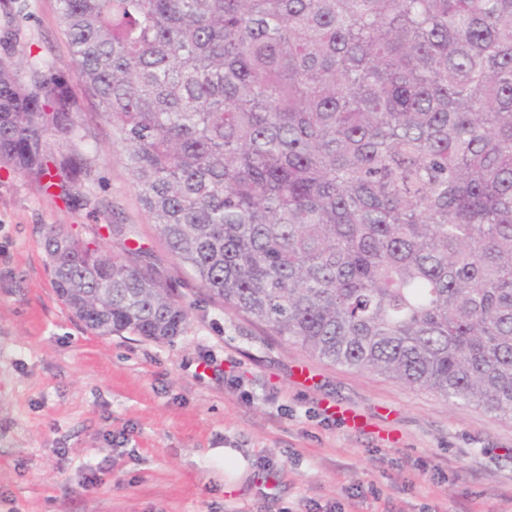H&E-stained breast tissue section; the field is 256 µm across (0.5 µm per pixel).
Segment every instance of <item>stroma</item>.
Here are the masks:
<instances>
[{
    "label": "stroma",
    "mask_w": 512,
    "mask_h": 512,
    "mask_svg": "<svg viewBox=\"0 0 512 512\" xmlns=\"http://www.w3.org/2000/svg\"><path fill=\"white\" fill-rule=\"evenodd\" d=\"M1 60L78 87L56 0H0ZM77 110L79 139L55 151L95 174L73 197L0 162V512H512V420L326 365L226 311L160 240L111 126ZM108 220L135 234L106 251L187 309L180 336H99L56 296L46 227L90 241ZM206 355L233 381L197 378ZM228 448L243 464L231 491Z\"/></svg>",
    "instance_id": "stroma-1"
}]
</instances>
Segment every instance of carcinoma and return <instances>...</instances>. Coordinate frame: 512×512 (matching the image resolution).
I'll list each match as a JSON object with an SVG mask.
<instances>
[{"instance_id": "obj_1", "label": "carcinoma", "mask_w": 512, "mask_h": 512, "mask_svg": "<svg viewBox=\"0 0 512 512\" xmlns=\"http://www.w3.org/2000/svg\"><path fill=\"white\" fill-rule=\"evenodd\" d=\"M82 93L170 253L329 365L512 419V0H56ZM51 71L0 65V161L92 175ZM52 285L170 341V289L51 225Z\"/></svg>"}]
</instances>
